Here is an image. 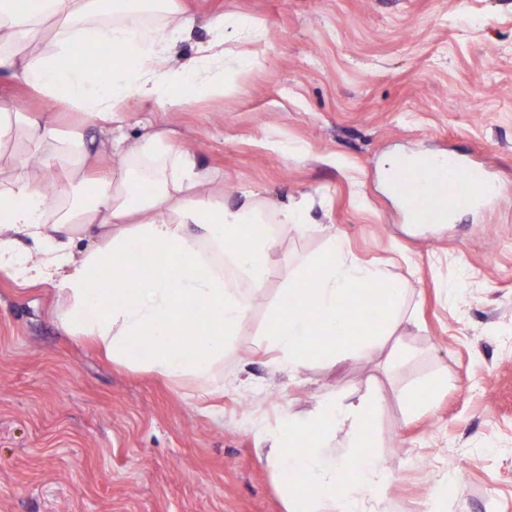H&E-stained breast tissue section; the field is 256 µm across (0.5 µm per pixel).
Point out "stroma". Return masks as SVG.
I'll use <instances>...</instances> for the list:
<instances>
[{
  "label": "stroma",
  "mask_w": 512,
  "mask_h": 512,
  "mask_svg": "<svg viewBox=\"0 0 512 512\" xmlns=\"http://www.w3.org/2000/svg\"><path fill=\"white\" fill-rule=\"evenodd\" d=\"M192 54L224 11L264 41L221 95L172 109L130 100L134 121L178 130L227 201H312L278 248L318 255L325 234L388 264L415 322L383 347L298 376L262 342L272 275L224 355L209 402L106 360L67 335L56 297L0 272V512H286L259 426L319 393L374 392L371 442L391 475L383 512H512V0H178ZM467 161L497 194L451 220L410 223L389 161ZM410 392L414 404L402 394Z\"/></svg>",
  "instance_id": "stroma-1"
}]
</instances>
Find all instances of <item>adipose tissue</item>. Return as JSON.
<instances>
[{"instance_id":"obj_1","label":"adipose tissue","mask_w":512,"mask_h":512,"mask_svg":"<svg viewBox=\"0 0 512 512\" xmlns=\"http://www.w3.org/2000/svg\"><path fill=\"white\" fill-rule=\"evenodd\" d=\"M193 26L175 0H0V73L51 107L84 113L99 134L92 150L83 134L59 130L51 108L30 114L0 101V272L52 288L56 321L107 359L174 383L195 379L203 398L223 391L228 343L275 271L284 280L263 340L273 365L293 376L312 337L340 338L319 353L332 365L357 356L365 340L384 341L411 314L388 267L357 260L336 236L295 265L277 254L275 234L249 235L252 224L302 228L308 204L272 212L249 190L243 203L214 205L223 172L200 167L172 132L148 125L129 139L130 99L171 108L197 91L221 94L225 74L251 65L244 46L263 38L256 22L219 14L207 23L211 40L176 58ZM92 29L113 51L105 79L89 72L94 46L80 44ZM228 32L237 43L229 50ZM103 156L114 171L100 169ZM77 239L83 250H73ZM374 296L378 322L357 324L354 303ZM379 405L355 390L324 392L312 411L263 428L287 512H379L390 483L370 442Z\"/></svg>"}]
</instances>
